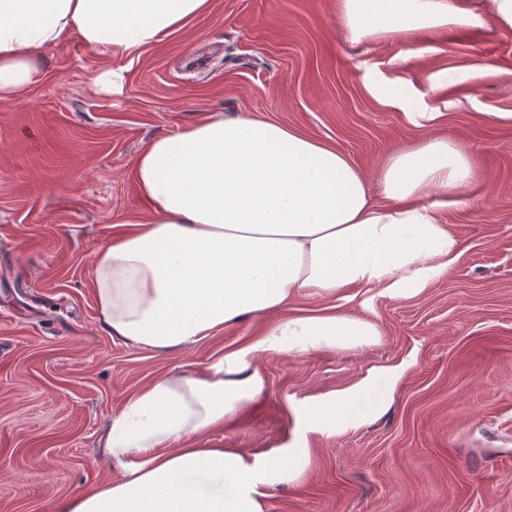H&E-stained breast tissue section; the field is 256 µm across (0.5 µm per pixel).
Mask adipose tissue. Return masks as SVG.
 Returning a JSON list of instances; mask_svg holds the SVG:
<instances>
[{"instance_id": "1", "label": "adipose tissue", "mask_w": 512, "mask_h": 512, "mask_svg": "<svg viewBox=\"0 0 512 512\" xmlns=\"http://www.w3.org/2000/svg\"><path fill=\"white\" fill-rule=\"evenodd\" d=\"M210 0H0V99L23 98L43 50L69 36L102 55H141L207 13ZM347 40L422 30H512V0H338ZM134 171L149 217L96 254L93 288L110 335L169 352L247 318L273 317L261 338L205 371L162 376L113 415L108 461L139 463L120 478L56 501L54 512H266L269 487L298 479L309 451L259 460L198 438L263 394L253 364L276 351L341 352L379 341L357 296L418 295L463 256L440 215L469 205L471 153L438 138L392 155L375 178L346 154L280 122L214 112L151 140ZM304 296L335 313H290ZM394 377L379 370L304 408L315 430L382 410Z\"/></svg>"}]
</instances>
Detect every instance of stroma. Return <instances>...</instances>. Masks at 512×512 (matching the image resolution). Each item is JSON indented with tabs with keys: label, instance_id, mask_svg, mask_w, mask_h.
<instances>
[{
	"label": "stroma",
	"instance_id": "35a3bbf8",
	"mask_svg": "<svg viewBox=\"0 0 512 512\" xmlns=\"http://www.w3.org/2000/svg\"><path fill=\"white\" fill-rule=\"evenodd\" d=\"M25 99H0V512H53L118 477L101 448L114 413L157 377L254 339L250 318L159 353L100 326L97 252L150 208L134 162L158 135L214 111L295 127L368 175L424 137L461 143L471 206L443 212L464 255L413 297L377 298L378 344L269 352L264 394L204 443L262 458L301 445L298 481L267 512H512V31L421 30L349 43L337 0H211L142 56L44 50ZM120 92H96L101 70ZM434 112L425 129L408 114ZM400 366L363 425L304 433L305 403Z\"/></svg>",
	"mask_w": 512,
	"mask_h": 512
}]
</instances>
